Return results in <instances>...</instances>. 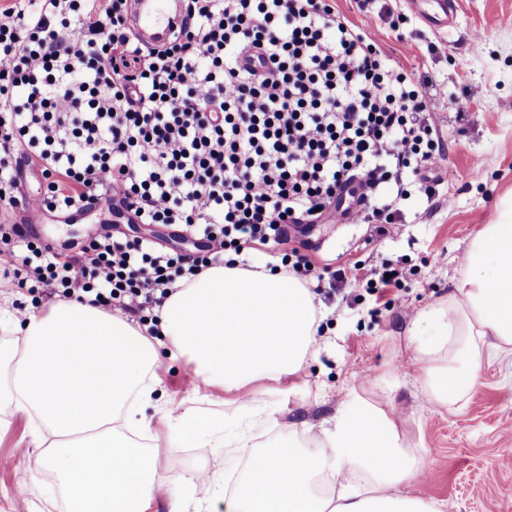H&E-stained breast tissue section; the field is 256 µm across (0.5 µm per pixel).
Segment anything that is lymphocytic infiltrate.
<instances>
[{"label": "lymphocytic infiltrate", "instance_id": "obj_1", "mask_svg": "<svg viewBox=\"0 0 512 512\" xmlns=\"http://www.w3.org/2000/svg\"><path fill=\"white\" fill-rule=\"evenodd\" d=\"M128 2L0 6V152L39 163L43 211L108 202L206 242L173 255L105 222L64 256L18 226L0 232V273L19 287L152 322L176 279L328 223L354 179L355 222L384 233L410 177L445 159L426 86L334 0H184L182 29L158 48L135 38Z\"/></svg>", "mask_w": 512, "mask_h": 512}]
</instances>
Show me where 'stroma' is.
<instances>
[{
	"instance_id": "stroma-1",
	"label": "stroma",
	"mask_w": 512,
	"mask_h": 512,
	"mask_svg": "<svg viewBox=\"0 0 512 512\" xmlns=\"http://www.w3.org/2000/svg\"><path fill=\"white\" fill-rule=\"evenodd\" d=\"M336 13L375 32L390 63L434 79L429 121L446 149L436 171L441 182L432 197L416 182L411 198L398 204L401 220L385 235L371 224H317L277 250L242 252L246 263L273 266L295 248L311 262L307 285L320 287L316 302L324 314L319 354L292 374L253 382L242 398L187 383L191 364L160 350L154 377L163 404L174 415L201 419L226 444L202 438L188 445L168 420L154 417L136 439L159 461L161 487L148 512H170L168 479L199 469L218 472L219 481L182 489V496L203 512H225L229 479H243L253 459L288 436L303 452L314 451L309 427L335 424L344 401L355 396L392 418L407 450L425 464L424 477L396 485L395 493L450 502L455 512H512V365L484 363L464 402L436 406L419 395L408 336L411 316L452 291L470 238L512 190V0H457L454 24L441 30L423 22L409 0H336ZM478 33L484 39L475 50ZM475 86L483 93L469 98L463 114L448 111L449 95L468 97ZM474 156L481 160L475 169ZM111 218L105 205L77 222L50 213L34 233L76 255L92 229ZM137 231L170 251L192 254L202 245L181 225L141 224ZM358 262L403 269L386 307L375 308L366 289L349 280ZM339 272L345 281H336ZM52 438L35 417L0 407V456L12 460L0 468V512H71L56 473L34 466L37 440Z\"/></svg>"
}]
</instances>
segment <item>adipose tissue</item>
Here are the masks:
<instances>
[{"label": "adipose tissue", "instance_id": "1", "mask_svg": "<svg viewBox=\"0 0 512 512\" xmlns=\"http://www.w3.org/2000/svg\"><path fill=\"white\" fill-rule=\"evenodd\" d=\"M156 313L155 337L128 316L75 301L52 303L22 321L0 306V327L22 337L9 374L0 373V405L35 415L57 433L36 463L58 473L74 512H145L152 501L156 458L117 442L108 423L122 410L128 434L148 427L159 344L188 358L205 385L239 392L301 368L323 318L295 276L239 265L176 281ZM408 333L421 394L439 406L466 398L486 360H512V193L472 235L454 290L419 311ZM321 433L316 453L288 442L256 459L226 512H437L393 494L422 461L379 407L351 399L346 417ZM323 471L339 486L335 496L312 492ZM362 471L371 476L369 487L356 484Z\"/></svg>", "mask_w": 512, "mask_h": 512}]
</instances>
